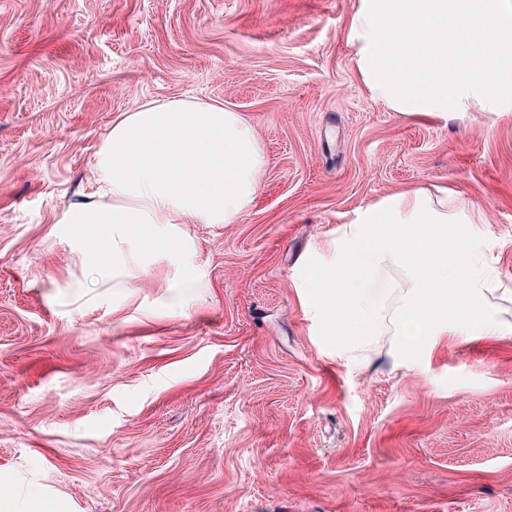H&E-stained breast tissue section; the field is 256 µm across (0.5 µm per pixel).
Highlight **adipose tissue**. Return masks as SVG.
Segmentation results:
<instances>
[{"mask_svg":"<svg viewBox=\"0 0 512 512\" xmlns=\"http://www.w3.org/2000/svg\"><path fill=\"white\" fill-rule=\"evenodd\" d=\"M359 77L372 98L406 115L447 118L471 101L512 93V0H356L346 26ZM268 161L250 120L218 102L152 100L121 113L95 153L96 190L62 223L94 283L133 287L165 262L170 304L201 299L207 273L189 224H232L250 211ZM426 225L425 233L406 229ZM474 227L470 245L451 227ZM494 239L474 205L447 189L418 188L359 207L331 253L311 251L294 278L304 310L336 353L355 362L388 328L396 351L411 337L507 336L486 252ZM393 265L404 285L378 296L370 275Z\"/></svg>","mask_w":512,"mask_h":512,"instance_id":"1","label":"adipose tissue"}]
</instances>
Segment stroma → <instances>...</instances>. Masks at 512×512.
<instances>
[{
  "label": "stroma",
  "mask_w": 512,
  "mask_h": 512,
  "mask_svg": "<svg viewBox=\"0 0 512 512\" xmlns=\"http://www.w3.org/2000/svg\"><path fill=\"white\" fill-rule=\"evenodd\" d=\"M355 0H0V486L69 512H512V335L362 364L293 283L355 210L431 185L472 203L512 288V100L447 120L373 100ZM223 102L269 160L236 223L190 224L202 300L84 287L59 219L113 118Z\"/></svg>",
  "instance_id": "1"
}]
</instances>
